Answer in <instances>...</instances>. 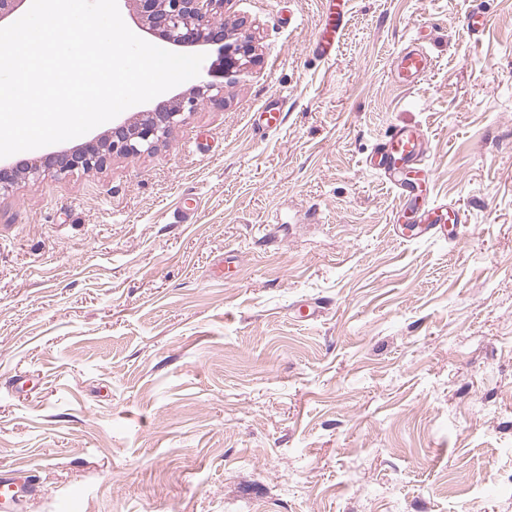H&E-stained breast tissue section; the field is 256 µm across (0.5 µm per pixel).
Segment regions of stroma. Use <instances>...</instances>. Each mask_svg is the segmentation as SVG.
Segmentation results:
<instances>
[{
    "mask_svg": "<svg viewBox=\"0 0 512 512\" xmlns=\"http://www.w3.org/2000/svg\"><path fill=\"white\" fill-rule=\"evenodd\" d=\"M322 2L226 0L260 58L223 102L0 197V471L40 481L21 512H512V0H349L328 60ZM411 126L467 211L454 238L396 240L403 200L365 165ZM430 65L431 58L423 48L407 51L400 58L397 81L411 86L428 71Z\"/></svg>",
    "mask_w": 512,
    "mask_h": 512,
    "instance_id": "obj_1",
    "label": "stroma"
}]
</instances>
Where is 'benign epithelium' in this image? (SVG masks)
I'll return each instance as SVG.
<instances>
[{"instance_id":"benign-epithelium-1","label":"benign epithelium","mask_w":512,"mask_h":512,"mask_svg":"<svg viewBox=\"0 0 512 512\" xmlns=\"http://www.w3.org/2000/svg\"><path fill=\"white\" fill-rule=\"evenodd\" d=\"M137 12L149 30L177 46L216 45L221 65L213 79L177 94L155 112H142L133 121L113 128L97 146L73 148L49 157L44 167L57 175L90 173L114 157L134 160L166 145L184 115L197 111L205 102L224 100V80L237 76L256 62L253 36L238 32L234 38L224 27V0H135Z\"/></svg>"}]
</instances>
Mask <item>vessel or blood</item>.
<instances>
[{
	"label": "vessel or blood",
	"mask_w": 512,
	"mask_h": 512,
	"mask_svg": "<svg viewBox=\"0 0 512 512\" xmlns=\"http://www.w3.org/2000/svg\"><path fill=\"white\" fill-rule=\"evenodd\" d=\"M347 0H327L320 25L313 35V50L322 57H331L344 28ZM431 65L426 50L405 52L397 72V80L405 85L424 75ZM425 138L422 131L406 127L394 131L387 139L377 144L369 161V168L383 173L399 195L413 196L420 218L412 224L395 223L397 240L409 242L419 238L444 239L448 227L467 221L464 211L455 205L438 203L434 197L431 170L424 164ZM32 487L20 486L8 473L0 472V506L8 512H19L24 499L31 495Z\"/></svg>",
	"instance_id": "1"
}]
</instances>
